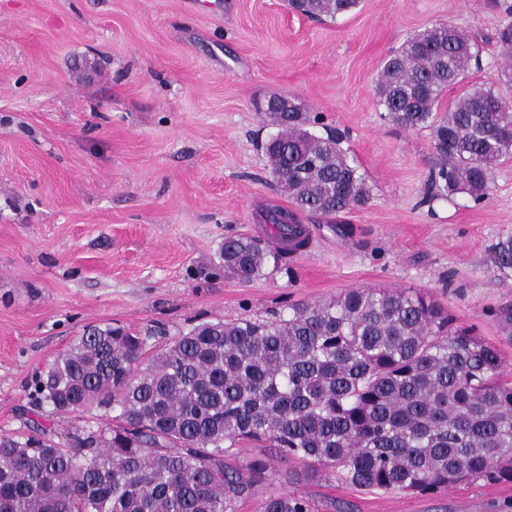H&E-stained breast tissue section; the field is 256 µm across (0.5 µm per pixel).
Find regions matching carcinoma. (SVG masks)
Segmentation results:
<instances>
[{
    "mask_svg": "<svg viewBox=\"0 0 512 512\" xmlns=\"http://www.w3.org/2000/svg\"><path fill=\"white\" fill-rule=\"evenodd\" d=\"M361 0H288L318 20ZM512 83V28L499 31ZM480 49L456 27L409 37L377 83L388 119L429 129L442 158L431 187L480 204L490 175L512 156V98L473 87L438 115L442 94L461 83ZM265 116L271 171L293 210L272 212L279 239L301 242L296 213L334 215L365 204L366 179L342 147L318 136L293 102ZM271 252L255 237L224 238V275L249 282ZM512 269V236L492 247ZM146 338L121 326H92L35 377L33 405L54 414L95 405L97 428L54 441L44 426L0 436V512H234L268 477L266 464L224 465L239 441L322 465L367 489L429 493L486 478L512 481V384L498 379V351L453 327L413 290L353 288L288 316L193 323L152 355ZM261 512H309L298 496L272 494Z\"/></svg>",
    "mask_w": 512,
    "mask_h": 512,
    "instance_id": "1",
    "label": "carcinoma"
}]
</instances>
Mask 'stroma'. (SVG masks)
Returning <instances> with one entry per match:
<instances>
[{
	"label": "stroma",
	"instance_id": "1",
	"mask_svg": "<svg viewBox=\"0 0 512 512\" xmlns=\"http://www.w3.org/2000/svg\"><path fill=\"white\" fill-rule=\"evenodd\" d=\"M506 0H362L317 22L284 0H0V434L25 432L34 375L86 326H163L287 313L352 288L423 291L494 346L512 382V270L491 248L512 235V157L491 192L432 198L428 130L386 119L376 82L412 33L450 24L481 65L444 96L482 85L512 97L497 34ZM336 129L372 189L333 217L297 214L307 250L244 283L214 269L225 237L270 239L289 207L262 149L270 97ZM267 462L236 506L288 492L311 512H512V482L429 494L377 491L254 442L224 462Z\"/></svg>",
	"mask_w": 512,
	"mask_h": 512
}]
</instances>
